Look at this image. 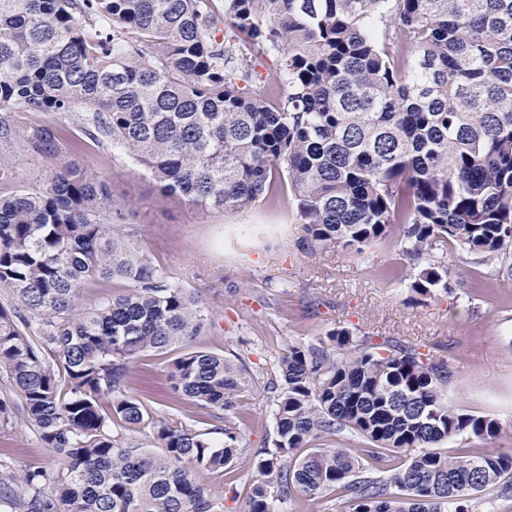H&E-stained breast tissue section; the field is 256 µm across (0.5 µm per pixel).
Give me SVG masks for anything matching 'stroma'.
<instances>
[{"mask_svg":"<svg viewBox=\"0 0 512 512\" xmlns=\"http://www.w3.org/2000/svg\"><path fill=\"white\" fill-rule=\"evenodd\" d=\"M16 135L0 137V195L40 185L55 163L72 162L103 177L114 198L129 204L134 247L171 282L198 292L209 326L194 345L245 366L256 387L246 397L237 425L243 450L231 472H203L199 479L224 512H246L258 474L252 456L271 445L273 406L264 386L278 375L289 344L318 343L339 327L368 336L418 344L447 361L454 375L448 402L461 412L489 415L501 426L488 448L512 449V276L497 274L493 295L466 284L452 292L413 301L411 269L398 233L363 253L338 248L306 250L296 210L247 212L201 210L160 195L155 183L109 139L87 134L84 112H23ZM61 131L55 158L33 148L42 130ZM177 350L142 352L131 364L129 391L150 417L174 419L213 442L224 436L206 409L173 394L166 383ZM0 399L15 407L0 424V463L16 472L58 467L59 461L20 411L18 393L0 380Z\"/></svg>","mask_w":512,"mask_h":512,"instance_id":"stroma-1","label":"stroma"}]
</instances>
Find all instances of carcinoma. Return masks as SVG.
<instances>
[{"label": "carcinoma", "mask_w": 512, "mask_h": 512, "mask_svg": "<svg viewBox=\"0 0 512 512\" xmlns=\"http://www.w3.org/2000/svg\"><path fill=\"white\" fill-rule=\"evenodd\" d=\"M276 71L255 78L259 60ZM91 112L165 196L206 209L281 206L291 195L313 251L361 253L398 229L419 297L464 277L448 253L512 258V0H0V112ZM35 148L58 153L50 131ZM126 203L72 163L0 196V379L61 462L16 475L8 512H222L191 467L228 470L234 421L255 381L224 355L190 350L171 388L224 422L214 443L152 422L163 452L125 441L146 411L127 390L146 350L207 331L201 299L131 243ZM118 296L80 304L89 282ZM331 348L293 343L269 382L273 447L248 512L347 492L353 512H478L512 498V453L444 445L491 439L489 415L444 392L448 363L404 340L341 327ZM344 432L358 448H309Z\"/></svg>", "instance_id": "carcinoma-1"}]
</instances>
